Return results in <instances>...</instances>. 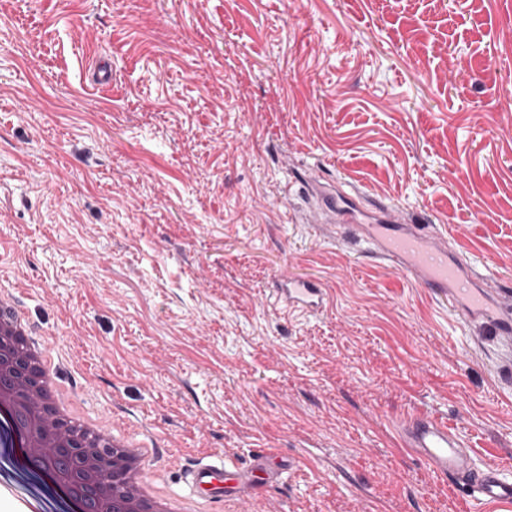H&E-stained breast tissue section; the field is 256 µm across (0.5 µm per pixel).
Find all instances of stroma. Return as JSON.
Returning a JSON list of instances; mask_svg holds the SVG:
<instances>
[{
  "label": "stroma",
  "instance_id": "35a3bbf8",
  "mask_svg": "<svg viewBox=\"0 0 512 512\" xmlns=\"http://www.w3.org/2000/svg\"><path fill=\"white\" fill-rule=\"evenodd\" d=\"M510 94L512 0H0V289L173 494L261 448L293 463L264 512H471L393 426L434 414L512 466V337L318 228L304 186L512 290ZM284 268L325 308L279 311Z\"/></svg>",
  "mask_w": 512,
  "mask_h": 512
}]
</instances>
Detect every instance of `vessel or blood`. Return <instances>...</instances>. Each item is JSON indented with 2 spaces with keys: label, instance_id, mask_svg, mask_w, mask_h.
Here are the masks:
<instances>
[{
  "label": "vessel or blood",
  "instance_id": "b4317fda",
  "mask_svg": "<svg viewBox=\"0 0 512 512\" xmlns=\"http://www.w3.org/2000/svg\"><path fill=\"white\" fill-rule=\"evenodd\" d=\"M316 198L319 218L329 229L354 228L373 256L404 272L435 297L451 301L460 319L486 324L499 337L512 335V307L505 305L501 290L486 287L472 263L452 256L446 236L394 219L388 206L375 200L363 211L352 199L325 186L317 187ZM273 298L280 311L305 314L323 308L328 291L319 281L289 274L278 277ZM398 436L402 448L432 474L468 489L479 512L512 504V469L494 462L476 463L470 447L447 422L412 413L401 419ZM285 472L284 463L261 450L246 466L199 462L187 476L197 496L211 501L233 496L245 502L257 490L279 483Z\"/></svg>",
  "mask_w": 512,
  "mask_h": 512
}]
</instances>
